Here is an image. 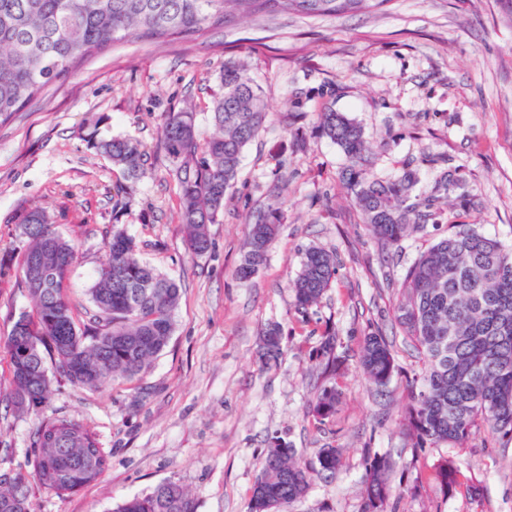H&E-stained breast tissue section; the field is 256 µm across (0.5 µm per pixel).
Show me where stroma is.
<instances>
[{
    "instance_id": "35a3bbf8",
    "label": "stroma",
    "mask_w": 512,
    "mask_h": 512,
    "mask_svg": "<svg viewBox=\"0 0 512 512\" xmlns=\"http://www.w3.org/2000/svg\"><path fill=\"white\" fill-rule=\"evenodd\" d=\"M228 61L260 84L267 115L244 150L223 218L209 227L210 249L195 255L158 127L163 113L192 103L200 131L209 132L208 106ZM325 107L362 127L369 177L414 170L418 196L448 168L464 183L396 253L382 252L339 181L346 159L315 123ZM95 135L141 141L152 175L128 179L91 147ZM36 207L77 247L69 288L76 315L90 306L91 277L116 226L136 238L142 260L179 279L182 293L168 346L138 380L96 391L54 383L50 412L95 432L109 466L64 497L33 486L30 512H112L168 479L184 487L194 512H248L275 435L307 460L322 448L343 453L340 471L285 512H362L367 448L407 467L406 489L385 512H512V441L479 435L465 448L413 456L399 422L414 352L397 344L401 370L382 392L359 370L363 336L391 329L405 268L453 225H477L512 245V17L499 0H387L336 16L237 18L193 37L124 42L0 125V456L26 475L39 418L14 412L1 396L11 389L6 340L31 308L18 286L17 219ZM271 207L284 214L278 237L258 273L241 281L246 227ZM312 246L335 253L336 276L303 316L291 284ZM272 323L283 354L266 365L259 350ZM328 328L343 341L344 371L335 378L342 399L320 424L310 404L327 381L313 352ZM442 458L460 471L446 494L433 473Z\"/></svg>"
}]
</instances>
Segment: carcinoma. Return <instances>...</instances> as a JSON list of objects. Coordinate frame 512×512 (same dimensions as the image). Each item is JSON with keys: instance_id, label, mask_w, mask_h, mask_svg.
<instances>
[{"instance_id": "1", "label": "carcinoma", "mask_w": 512, "mask_h": 512, "mask_svg": "<svg viewBox=\"0 0 512 512\" xmlns=\"http://www.w3.org/2000/svg\"><path fill=\"white\" fill-rule=\"evenodd\" d=\"M366 0H0V124L36 100L51 85L70 76L88 57L115 44L143 36L169 39L203 33L224 25L234 13L294 11L308 16L336 15ZM222 93L211 102L213 131L204 136L189 105L165 113L161 144L172 163L168 176L178 187L181 221L189 249L196 255L211 245L208 226L224 215L244 149L260 134L266 117L261 86L236 62L224 63ZM322 134L341 150L347 165L340 181L361 211L371 234L384 249L420 233L440 209L441 198L412 195L416 174L405 171L389 180L367 177L368 146L361 126L328 107L317 113ZM93 147L133 179L149 174L148 156L129 137L97 140ZM282 221L270 208L249 225L242 280L264 264ZM20 285L32 311L30 332L7 340L12 386L8 406L41 417L33 431L31 479L24 488L0 472V512H29L30 482L66 495L98 480L108 456L83 423L45 415L51 389L47 363L74 386L97 389L106 380L131 382L147 372L173 334L181 285L139 257L136 240L124 229L112 231L107 262L89 288L91 309L79 324L68 288L77 260L75 246L59 234L48 212L32 209L19 218ZM336 255L306 250L293 282L294 308L305 313L331 287ZM395 324L417 352L420 368L409 385V405L401 420L414 455L425 448H464L475 435L512 440V247L471 224L422 252L406 269L394 312ZM336 331L320 336L315 360L329 377L339 370ZM282 354L277 326L264 333L261 357L275 362ZM360 366L369 386L383 390L399 372L392 342L382 331L364 337ZM340 393L325 386L313 412L331 419ZM362 512H384L402 493L392 482L397 462L388 454L363 449ZM341 467L336 448H322L307 462L280 436H273L253 485L249 512H281L303 497L316 478L327 479ZM443 491L457 483L446 461L436 471ZM113 512H193L179 483H159L143 497L124 500Z\"/></svg>"}]
</instances>
